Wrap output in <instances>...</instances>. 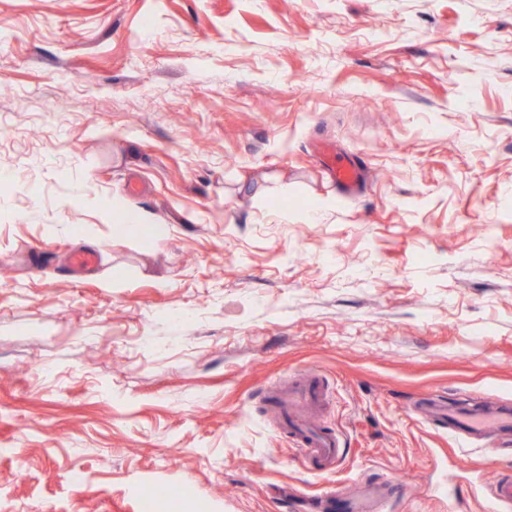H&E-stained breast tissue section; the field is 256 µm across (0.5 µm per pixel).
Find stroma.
Instances as JSON below:
<instances>
[{"instance_id": "1", "label": "stroma", "mask_w": 512, "mask_h": 512, "mask_svg": "<svg viewBox=\"0 0 512 512\" xmlns=\"http://www.w3.org/2000/svg\"><path fill=\"white\" fill-rule=\"evenodd\" d=\"M433 401L512 408V0H0V512H486ZM325 166L336 186L346 195L355 196L364 181V171L353 160L343 159L336 155L334 149L324 153ZM326 384L320 375L309 372L300 378L294 387L293 395L308 401L312 406L319 405L326 398ZM282 431L311 470H332L344 454L340 437L334 431L306 428L288 419ZM376 502L374 497L350 499L339 492L332 498L331 507L328 509H336L340 510V512H373L381 510L376 506Z\"/></svg>"}]
</instances>
